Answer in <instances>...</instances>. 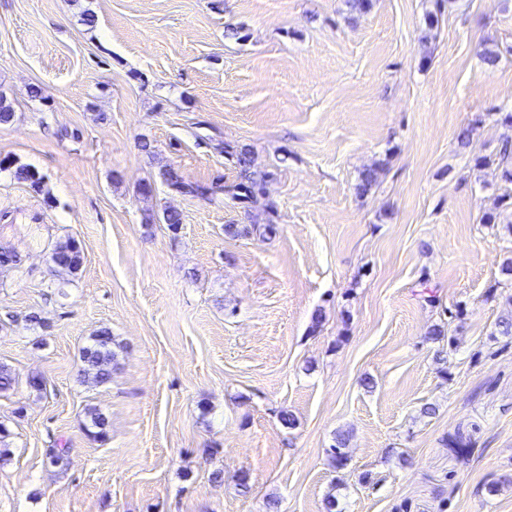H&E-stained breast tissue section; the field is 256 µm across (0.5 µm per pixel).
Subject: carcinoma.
Here are the masks:
<instances>
[{"label":"carcinoma","instance_id":"carcinoma-1","mask_svg":"<svg viewBox=\"0 0 512 512\" xmlns=\"http://www.w3.org/2000/svg\"><path fill=\"white\" fill-rule=\"evenodd\" d=\"M236 158L238 167V180L230 186H211L209 188L195 183H188L183 180L173 169L160 170L161 178L174 190L187 195L202 194L210 192L228 193L232 198L242 204L256 205L264 196L267 174L254 169L250 153L240 149L232 153ZM476 165L495 167L496 176L505 184L512 185V139H504L495 154V157H478ZM181 213L172 207L162 210L157 215L150 211L145 215V222H161L171 228L181 224ZM51 261L59 268L70 273L76 272L81 264L82 258L79 247L71 240L58 243L50 255ZM114 339L107 330H101L89 338V343L83 347L81 360L84 364V382L94 386H102L112 380V371L116 365L117 353L114 350Z\"/></svg>","mask_w":512,"mask_h":512}]
</instances>
